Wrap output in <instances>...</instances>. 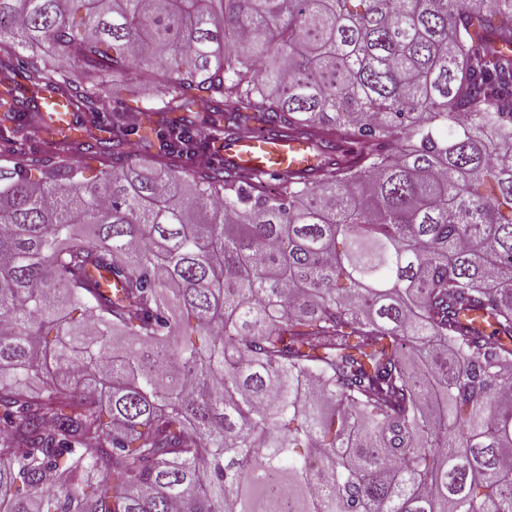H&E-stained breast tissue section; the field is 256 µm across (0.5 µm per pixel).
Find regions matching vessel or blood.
I'll list each match as a JSON object with an SVG mask.
<instances>
[{
	"instance_id": "vessel-or-blood-1",
	"label": "vessel or blood",
	"mask_w": 512,
	"mask_h": 512,
	"mask_svg": "<svg viewBox=\"0 0 512 512\" xmlns=\"http://www.w3.org/2000/svg\"><path fill=\"white\" fill-rule=\"evenodd\" d=\"M221 154L225 160L242 167L285 166L296 173L309 170L315 164L314 158L301 142L269 143L257 134L245 132L225 142Z\"/></svg>"
}]
</instances>
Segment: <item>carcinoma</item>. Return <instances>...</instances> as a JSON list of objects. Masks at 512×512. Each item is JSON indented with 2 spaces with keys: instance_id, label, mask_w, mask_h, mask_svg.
I'll return each instance as SVG.
<instances>
[{
  "instance_id": "1",
  "label": "carcinoma",
  "mask_w": 512,
  "mask_h": 512,
  "mask_svg": "<svg viewBox=\"0 0 512 512\" xmlns=\"http://www.w3.org/2000/svg\"><path fill=\"white\" fill-rule=\"evenodd\" d=\"M31 131L101 167L0 166V512H512V0H0ZM102 88L110 108H112V102L118 101L126 112H135L139 116L143 127L141 134L156 128L164 116L160 112H144L145 107L152 106V102L156 103L155 85L152 83L132 88L124 78L116 76L112 78V82L106 79ZM214 146V152L224 156L242 167L281 168L288 165V170L303 173L313 168L315 159L308 153L307 147L296 140L288 142L267 143L256 133H241L224 143L221 154ZM218 151V152H217ZM276 164V165H274Z\"/></svg>"
}]
</instances>
